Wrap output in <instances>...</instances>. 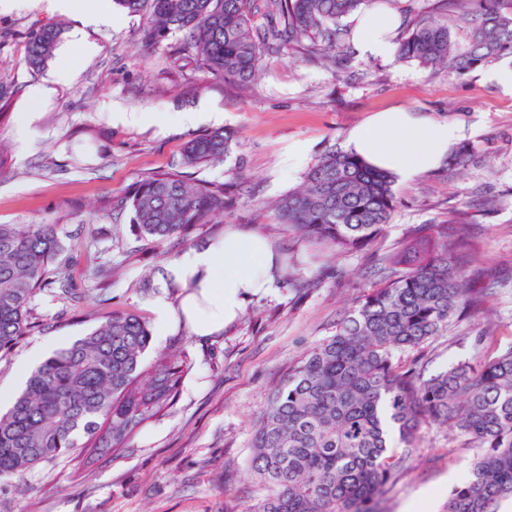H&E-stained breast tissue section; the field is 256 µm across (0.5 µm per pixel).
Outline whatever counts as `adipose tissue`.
Segmentation results:
<instances>
[{
  "label": "adipose tissue",
  "instance_id": "ef3b65f1",
  "mask_svg": "<svg viewBox=\"0 0 512 512\" xmlns=\"http://www.w3.org/2000/svg\"><path fill=\"white\" fill-rule=\"evenodd\" d=\"M401 24L394 10L376 7L353 18V48L362 59H391L392 35ZM463 138L452 122L424 118L401 109L378 112L347 135V148L373 167L410 181L447 160ZM279 257L265 237L231 231L203 249L184 251L170 277L185 294L178 307L157 300V322L166 332L177 323L199 337L219 334L245 311L251 297L275 284Z\"/></svg>",
  "mask_w": 512,
  "mask_h": 512
}]
</instances>
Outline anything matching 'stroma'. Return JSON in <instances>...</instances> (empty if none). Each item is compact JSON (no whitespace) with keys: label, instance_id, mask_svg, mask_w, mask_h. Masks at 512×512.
Wrapping results in <instances>:
<instances>
[{"label":"stroma","instance_id":"obj_1","mask_svg":"<svg viewBox=\"0 0 512 512\" xmlns=\"http://www.w3.org/2000/svg\"><path fill=\"white\" fill-rule=\"evenodd\" d=\"M101 2L109 12L104 21L93 19L86 0H72L66 12L52 0L0 6V81L14 90L0 119L9 165L0 175V223L62 225L77 251L96 253L112 272L99 282L75 269L85 295L80 305L50 292L36 297L30 332L10 353L0 352V413L24 390L37 357L84 336L102 316L132 311L155 329L157 298L174 303L181 293L169 265L225 230L265 236L283 260L295 261L294 277L278 276L271 293L250 301L224 334L202 340L182 327L155 329L153 351L184 354L191 363L173 406L92 465L78 450L35 467L24 481L0 480V512H226L262 499L267 489L246 467L252 430L289 364L333 336L341 315L375 285L376 254L397 247L414 228L447 223L456 210L465 212L477 242L472 269L497 276L486 311L398 358H424L433 374L512 347V92L495 78L512 69V57L461 75L356 58L341 80L292 44L266 54L256 80L228 87L200 72L181 34L145 44L142 16L114 0ZM46 23L61 28V40L34 73L24 64L27 39ZM35 84L49 86L51 95L30 100ZM391 108L461 126L471 149L465 165L396 181L392 220L372 247L329 249L293 234L272 208L305 175L301 168L282 174L289 144L305 143L316 160L327 146L344 147L349 129ZM212 110L223 112V122L179 120L183 112ZM116 112L139 119L116 121ZM217 129L231 138L229 154L191 175L238 181L240 200L223 216L192 227L186 241L157 243L97 211L104 197L179 166L185 142ZM487 199L492 208H484ZM422 437L420 452L385 497V512H442L449 490L468 472L476 451L447 427L426 425Z\"/></svg>","mask_w":512,"mask_h":512}]
</instances>
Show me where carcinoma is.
I'll use <instances>...</instances> for the list:
<instances>
[{
    "instance_id": "1",
    "label": "carcinoma",
    "mask_w": 512,
    "mask_h": 512,
    "mask_svg": "<svg viewBox=\"0 0 512 512\" xmlns=\"http://www.w3.org/2000/svg\"><path fill=\"white\" fill-rule=\"evenodd\" d=\"M255 0H116L144 14V39L157 44L180 32L203 69L226 85H245L262 57L281 45L306 47L326 64L349 52L343 20L388 0H265L269 22L252 24ZM437 16L414 22L398 39L396 60L463 74L512 57V0H437ZM465 32L459 45L455 31ZM61 29L32 32L25 65L37 72L51 59ZM222 131L190 139L182 164L224 160ZM395 176L352 153L328 148L303 186L277 203L296 235L328 248L371 246L394 211ZM235 194L193 182L180 171L152 174L100 203L107 215L130 214L140 234L184 239L190 227L224 214ZM59 224H0V351L26 334L36 295L48 290L80 303L66 266ZM471 238L457 218L412 232L378 255L379 284L360 296L323 340L289 367L255 426L247 469L270 492L241 512H383L382 498L399 479L421 430L445 425L481 449L468 474L448 492L444 512H500L512 500V347L426 375L395 353L417 350L453 322L477 314L491 280L467 273ZM152 332L133 312H114L85 336L48 356L0 415V478L22 480L36 465L77 448L89 460L125 447L145 422L166 410L190 364L163 353L148 365ZM403 452H397V446Z\"/></svg>"
}]
</instances>
